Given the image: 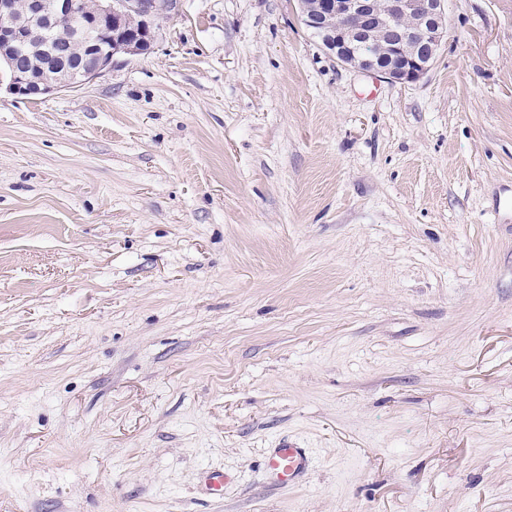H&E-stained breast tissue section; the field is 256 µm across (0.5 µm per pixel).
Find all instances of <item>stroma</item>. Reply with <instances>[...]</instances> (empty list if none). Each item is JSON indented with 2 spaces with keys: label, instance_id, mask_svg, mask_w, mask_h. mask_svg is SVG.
<instances>
[{
  "label": "stroma",
  "instance_id": "obj_1",
  "mask_svg": "<svg viewBox=\"0 0 512 512\" xmlns=\"http://www.w3.org/2000/svg\"><path fill=\"white\" fill-rule=\"evenodd\" d=\"M444 8L414 83L170 0L0 92V512H512V0ZM311 464V457L305 448L282 439L275 448H268L264 473L276 485L293 486L298 483Z\"/></svg>",
  "mask_w": 512,
  "mask_h": 512
}]
</instances>
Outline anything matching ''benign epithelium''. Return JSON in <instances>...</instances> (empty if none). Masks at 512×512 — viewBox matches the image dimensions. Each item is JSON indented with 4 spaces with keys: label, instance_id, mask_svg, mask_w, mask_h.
I'll return each instance as SVG.
<instances>
[{
    "label": "benign epithelium",
    "instance_id": "7a95c632",
    "mask_svg": "<svg viewBox=\"0 0 512 512\" xmlns=\"http://www.w3.org/2000/svg\"><path fill=\"white\" fill-rule=\"evenodd\" d=\"M0 0V86L14 95L49 94L81 86L112 65L118 54L151 50V21L169 0ZM134 11L140 35L121 34L124 16ZM302 22L323 47L347 66L398 83H413L429 72L446 35L443 0H307ZM65 21L80 28L56 36Z\"/></svg>",
    "mask_w": 512,
    "mask_h": 512
}]
</instances>
